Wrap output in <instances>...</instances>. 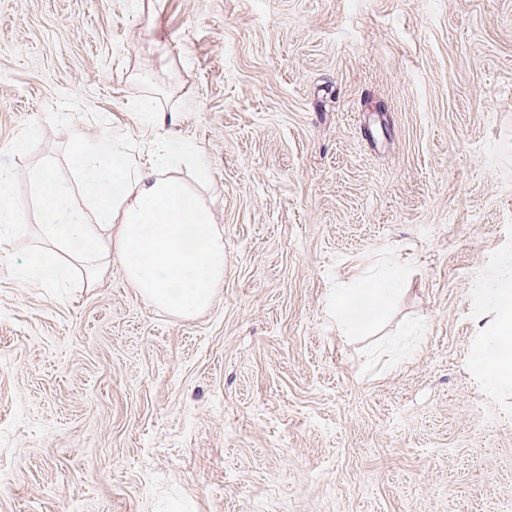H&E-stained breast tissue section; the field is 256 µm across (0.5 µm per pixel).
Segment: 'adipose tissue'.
<instances>
[{
    "label": "adipose tissue",
    "mask_w": 512,
    "mask_h": 512,
    "mask_svg": "<svg viewBox=\"0 0 512 512\" xmlns=\"http://www.w3.org/2000/svg\"><path fill=\"white\" fill-rule=\"evenodd\" d=\"M140 131L154 146V161L143 168L121 145L84 142L77 157L83 205L61 188L46 168L29 177L42 230L50 250L36 260L42 281L66 274L65 260L83 268L94 285L119 265L130 285L157 307L192 315L209 307L224 281V235L199 195L171 174L193 162V142L174 133L165 103L145 97L139 104ZM399 281L391 270L384 281L357 292L338 290L332 304L339 328L365 331ZM489 291L497 329L479 349L475 365L484 382L512 386V277L494 276Z\"/></svg>",
    "instance_id": "adipose-tissue-1"
}]
</instances>
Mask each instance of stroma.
Returning a JSON list of instances; mask_svg holds the SVG:
<instances>
[{
	"mask_svg": "<svg viewBox=\"0 0 512 512\" xmlns=\"http://www.w3.org/2000/svg\"><path fill=\"white\" fill-rule=\"evenodd\" d=\"M150 94L224 234L190 317L117 266L90 288L29 270L30 171L79 196V130L150 157ZM1 167L0 512L512 502V389L472 365L512 264V0H0ZM392 264L399 290L345 335L337 289ZM13 175L0 168V241L11 238L19 224L12 195Z\"/></svg>",
	"mask_w": 512,
	"mask_h": 512,
	"instance_id": "obj_1",
	"label": "stroma"
}]
</instances>
